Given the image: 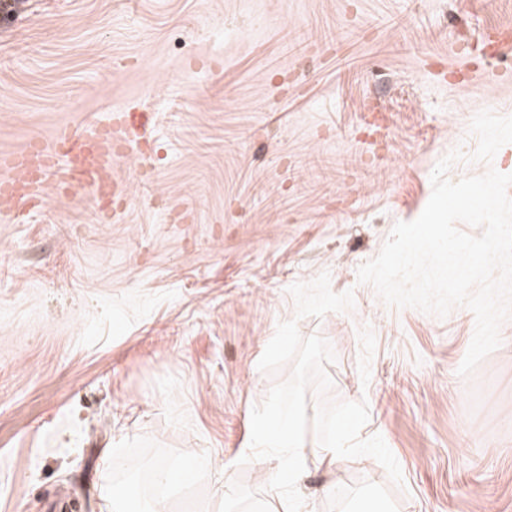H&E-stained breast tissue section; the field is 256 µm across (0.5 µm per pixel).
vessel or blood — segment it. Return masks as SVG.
Listing matches in <instances>:
<instances>
[{"instance_id": "b4317fda", "label": "vessel or blood", "mask_w": 512, "mask_h": 512, "mask_svg": "<svg viewBox=\"0 0 512 512\" xmlns=\"http://www.w3.org/2000/svg\"><path fill=\"white\" fill-rule=\"evenodd\" d=\"M125 118L118 112L106 122L65 126L51 141L0 154V196L18 209L33 208L49 185L60 195L81 190L102 202L116 188L108 174L115 147L126 138Z\"/></svg>"}]
</instances>
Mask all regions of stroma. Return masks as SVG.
I'll list each match as a JSON object with an SVG mask.
<instances>
[{
	"label": "stroma",
	"instance_id": "35a3bbf8",
	"mask_svg": "<svg viewBox=\"0 0 512 512\" xmlns=\"http://www.w3.org/2000/svg\"><path fill=\"white\" fill-rule=\"evenodd\" d=\"M489 26L512 29V0H26L0 17V152L121 110L137 133L112 163L122 221L49 187L37 210L0 205V512H101L108 446L116 483L147 458L199 463L160 512H285L276 461L240 459L253 407L291 375L257 364L292 319L331 344L329 399L366 400L361 438L381 434L403 473L307 458L302 512H512V318L463 377L468 308L391 307L357 280L451 151L450 180L512 173V143L475 162L469 132L480 111L512 116V84L451 75L512 74V52L479 56ZM368 102L387 151L365 141ZM325 271L353 308L297 318L289 287Z\"/></svg>",
	"mask_w": 512,
	"mask_h": 512
}]
</instances>
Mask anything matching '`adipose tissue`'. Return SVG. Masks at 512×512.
<instances>
[{"label": "adipose tissue", "mask_w": 512, "mask_h": 512, "mask_svg": "<svg viewBox=\"0 0 512 512\" xmlns=\"http://www.w3.org/2000/svg\"><path fill=\"white\" fill-rule=\"evenodd\" d=\"M302 411V405L291 403L282 406L275 418L258 416L253 422L254 447L284 449L281 466L287 470L289 478L296 482L302 478L303 460L311 449L295 427Z\"/></svg>", "instance_id": "1"}]
</instances>
